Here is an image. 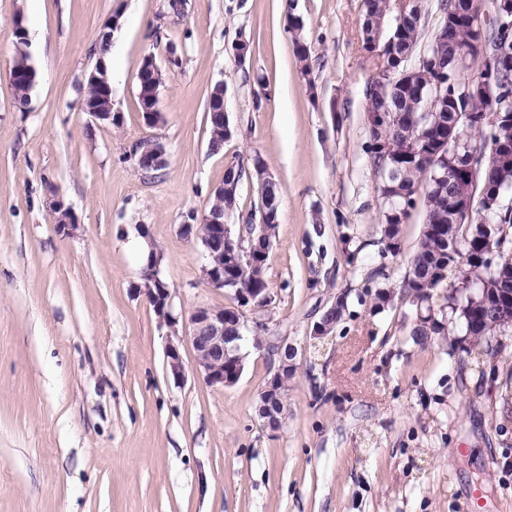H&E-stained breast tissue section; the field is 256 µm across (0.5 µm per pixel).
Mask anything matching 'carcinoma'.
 Returning <instances> with one entry per match:
<instances>
[{"label":"carcinoma","instance_id":"1","mask_svg":"<svg viewBox=\"0 0 512 512\" xmlns=\"http://www.w3.org/2000/svg\"><path fill=\"white\" fill-rule=\"evenodd\" d=\"M439 22L448 23L438 35L435 51L425 48L432 67H439L448 76L442 97L431 89L434 73L424 67L414 79L398 83L402 72L410 69L409 61L420 53L422 21L427 9L425 0H406L396 7L395 0H363L361 45L367 46L377 36L390 42L383 59L373 61L377 81L365 90V111L392 112L390 125L377 129L367 127L369 141L386 140L388 157L368 149L371 166L384 172L379 191L383 200L379 232L386 250L396 254L401 249V225L406 223L416 206L419 188H424L426 210L417 250L400 293L389 287L376 291L378 304L389 303L395 297L409 303L422 315L416 317L410 332L412 339L425 343L442 334L444 323L432 319L434 292L448 289L445 300L455 314L452 320L470 328L474 346L487 347L490 339L512 332V325L501 322L495 306L505 303L504 295L487 298L473 308L467 292H455L461 283L471 288H497L512 293V209L502 204L488 206V201L512 189V121L495 126L479 127L468 116L479 117L495 107L512 111V100L498 94V88L512 84V70L500 72L491 87L476 92L466 84L463 74L479 70L486 56L503 50L512 52V36L503 38L488 25L485 42H480L473 18L483 15L480 0H439ZM296 57L305 71H310V46L303 35L301 20L288 17ZM16 103H28L32 86L9 79ZM206 123L209 146L214 152L224 147V141L234 134L230 121L207 106ZM503 149L505 154L493 166L480 163V155L491 149ZM474 168V179L466 192L473 198L475 210L471 220L460 219L451 202L460 188L456 178ZM243 168L230 165L224 170V194H210L209 209L234 213L240 191ZM260 217L263 223L276 228L270 209L280 203L276 182H266L261 191ZM253 222L233 228L231 237L242 264L224 263V278L233 280L240 288H255L269 292L266 261L271 245L259 241L251 231ZM454 282L448 283V273Z\"/></svg>","mask_w":512,"mask_h":512}]
</instances>
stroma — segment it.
I'll return each instance as SVG.
<instances>
[{"mask_svg": "<svg viewBox=\"0 0 512 512\" xmlns=\"http://www.w3.org/2000/svg\"><path fill=\"white\" fill-rule=\"evenodd\" d=\"M0 0V512H512V333L492 362L444 337L413 343L415 310L376 307L399 286L425 221L416 205L401 251L384 255L380 180L367 154L362 0ZM119 15L108 71L119 125L80 110L94 45ZM304 23L311 69L288 31ZM38 72L26 109L8 85L15 20ZM250 40L238 62L232 45ZM175 47L179 65L164 61ZM163 62L164 123L137 101L144 55ZM224 86L236 132L211 152L207 96ZM168 165L148 179L126 156L144 137ZM281 191L267 259L274 300L261 331L294 348L282 423L259 395L278 351L246 338L231 387L166 358L144 294L140 228L163 254L173 307L188 320L233 294L201 277L202 219L228 165L244 170L234 223L258 213L252 159ZM61 196L74 225L59 234ZM347 307L321 353L306 337L336 297Z\"/></svg>", "mask_w": 512, "mask_h": 512, "instance_id": "1", "label": "stroma"}]
</instances>
